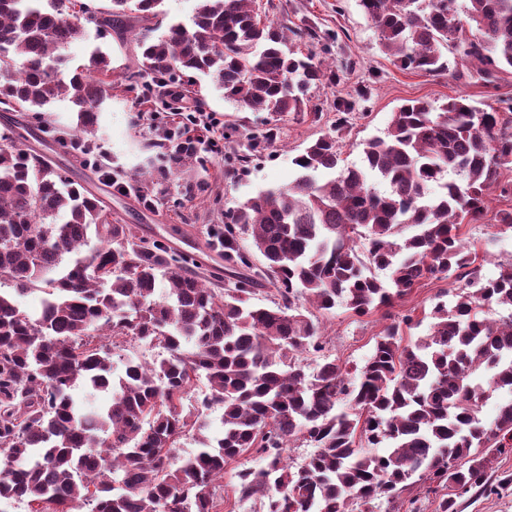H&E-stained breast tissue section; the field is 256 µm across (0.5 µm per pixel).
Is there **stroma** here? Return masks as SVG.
Wrapping results in <instances>:
<instances>
[{"mask_svg": "<svg viewBox=\"0 0 512 512\" xmlns=\"http://www.w3.org/2000/svg\"><path fill=\"white\" fill-rule=\"evenodd\" d=\"M267 19L288 26L295 36L292 45L322 61L325 76L311 87L310 100L302 111L276 119L226 100L211 79L203 77L185 91L182 100L157 96L145 85L128 88L125 75L135 65V38L141 27L117 36L89 33L66 52V71L88 67L90 56L102 50L111 58L112 97L98 114L96 140L113 173L139 171L145 186L129 184L119 192L98 169L81 164L57 142L46 136L30 144L67 171L71 180L101 198L113 223L136 227L139 236L157 241L188 259L197 261L202 275L224 283L230 272L222 249L210 245L211 230L223 223L224 212L238 207L258 192L291 183L297 176L294 156L324 134L336 136L345 166L362 167L363 144L383 135L392 113L410 99L440 105L448 98L469 96L479 106H499L512 99V73L484 82L475 68L433 76L403 70L384 54L376 30L364 16L358 0H264ZM215 112L224 118V154L207 157L203 166L193 164L162 174L156 164L161 154L165 122L179 107ZM344 124H337V117ZM277 128L276 137L248 145L254 136ZM208 185L196 190L198 182ZM466 244L487 252L485 276L498 272V264L512 259V229L496 225L493 218L462 228ZM445 282L427 280L389 312L356 317L345 309L322 316L324 349L306 355L308 367L323 357L336 359L347 369L361 367L371 354L387 314H413L410 333L426 335L429 314L436 303H451ZM490 493L469 492L457 500L458 512H512V452L495 457L488 472Z\"/></svg>", "mask_w": 512, "mask_h": 512, "instance_id": "obj_1", "label": "stroma"}]
</instances>
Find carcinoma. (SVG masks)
Returning a JSON list of instances; mask_svg holds the SVG:
<instances>
[{"label":"carcinoma","mask_w":512,"mask_h":512,"mask_svg":"<svg viewBox=\"0 0 512 512\" xmlns=\"http://www.w3.org/2000/svg\"><path fill=\"white\" fill-rule=\"evenodd\" d=\"M162 0H111L95 21L70 13L72 0H0V110L42 119L55 101L77 107L75 127L56 133L83 164L95 153V119L112 98L108 56H91L95 77L67 78L63 52L89 28L106 35L160 15ZM256 0H199L191 25L171 24L137 40L130 84L192 83L208 76L224 97L257 112H298L323 73L288 47V28L262 21ZM382 51L405 70L449 71L453 52L486 82L512 69V0H360ZM364 166L342 167L325 134L292 159L290 184L224 212V260L251 268L240 235L250 234L264 268L210 286L181 256L114 224L83 187L15 137L0 132V501L30 512H220L224 470L256 453L264 468L238 471L239 499L263 512H399L414 484L456 496L486 489L494 456L512 449V260L493 278L460 236L479 222L492 193L512 200V107L484 109L459 95L434 107L412 100L384 135L366 141ZM325 172L319 182L313 174ZM387 189L380 191L376 182ZM388 272L387 280L374 271ZM452 285L429 334L403 336L406 315L384 327L353 375L322 351L319 316L340 306L368 316L423 280ZM167 284L156 295L159 281ZM259 288L274 289L256 306ZM44 294L32 318L18 298ZM312 310L305 313L299 299ZM503 307L499 319L484 308ZM156 344L160 362L125 361L111 379V348ZM208 394L190 399L195 380ZM108 391L93 408L78 385ZM496 391L487 425L483 403ZM223 408V430L180 463V438L204 428V409ZM388 444L384 455L363 450ZM315 448L304 464L284 456ZM386 505L380 510V505Z\"/></svg>","instance_id":"carcinoma-1"}]
</instances>
